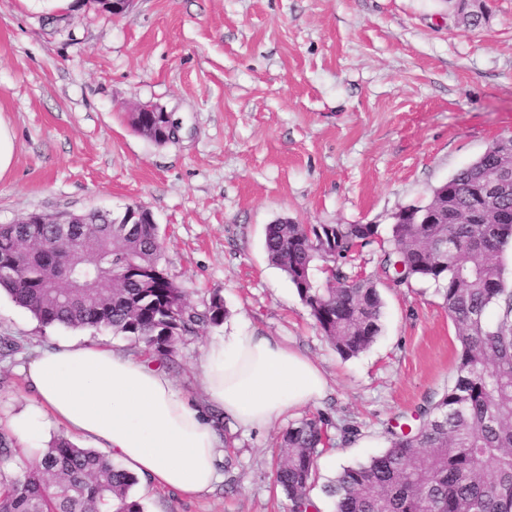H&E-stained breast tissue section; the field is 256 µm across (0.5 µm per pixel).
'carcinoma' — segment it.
<instances>
[{
  "label": "carcinoma",
  "instance_id": "carcinoma-1",
  "mask_svg": "<svg viewBox=\"0 0 512 512\" xmlns=\"http://www.w3.org/2000/svg\"><path fill=\"white\" fill-rule=\"evenodd\" d=\"M161 119L131 114L134 130L153 139ZM496 146L445 181L448 205L464 221L425 224L438 191L416 209L418 224H394V248L379 268L396 284L436 285L460 344L452 384L395 431L389 446L345 466L324 487L334 512H512V289L500 262L512 223L487 224L489 210L512 211V194L482 196L496 173ZM0 224V267L22 250L33 259L0 273V288L43 325L106 327L144 346L163 364L184 336L226 316L224 300L200 312L161 266L159 226L128 205L85 213L82 224ZM379 237L375 224L267 225L268 260L286 273L317 328L336 351L354 357L383 328L384 303L372 278L342 267ZM448 242V253L439 246ZM70 266L72 280L56 270ZM77 287H72V284ZM330 415L319 413L282 434L274 480L288 512H319L311 491L317 460L334 446ZM0 430V512H144L132 496L133 473L108 455L59 438L33 457L16 454Z\"/></svg>",
  "mask_w": 512,
  "mask_h": 512
}]
</instances>
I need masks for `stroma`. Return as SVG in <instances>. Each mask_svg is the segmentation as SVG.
<instances>
[{"mask_svg": "<svg viewBox=\"0 0 512 512\" xmlns=\"http://www.w3.org/2000/svg\"><path fill=\"white\" fill-rule=\"evenodd\" d=\"M474 30L446 0H133L119 19L93 0H0V117L15 157L0 176V224L38 212L120 211L141 205L161 228L162 264L223 323L178 341L166 368L203 400L208 342L241 327L281 336L315 361L329 388L297 418L329 413L357 435L320 456L311 495L341 469L388 445L387 429L451 384L456 328L434 284L377 281L383 332L340 357L264 247L267 224H374L358 267L376 273L392 248V216L512 135V0H485ZM152 103L179 138L136 133L128 110ZM0 427L39 402L22 368L40 351L89 340L136 354L105 328L40 324L0 293ZM289 426L223 423L228 471L211 491L134 487L145 512H288L274 484L276 445Z\"/></svg>", "mask_w": 512, "mask_h": 512, "instance_id": "1", "label": "stroma"}]
</instances>
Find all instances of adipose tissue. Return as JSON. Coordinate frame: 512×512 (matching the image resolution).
I'll list each match as a JSON object with an SVG mask.
<instances>
[{
	"label": "adipose tissue",
	"instance_id": "ef3b65f1",
	"mask_svg": "<svg viewBox=\"0 0 512 512\" xmlns=\"http://www.w3.org/2000/svg\"><path fill=\"white\" fill-rule=\"evenodd\" d=\"M24 374L45 409L15 419L24 439L39 441L51 421L106 450L148 488L194 497L220 482L219 434L149 360L73 341L38 353ZM200 382L207 403L246 429L269 426L327 390L323 371L310 358L254 330L212 339Z\"/></svg>",
	"mask_w": 512,
	"mask_h": 512
}]
</instances>
